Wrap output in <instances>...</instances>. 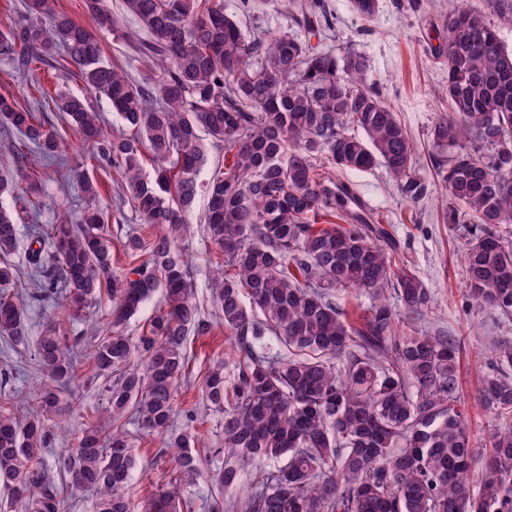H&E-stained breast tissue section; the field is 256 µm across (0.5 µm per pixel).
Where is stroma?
Here are the masks:
<instances>
[{
	"label": "stroma",
	"mask_w": 512,
	"mask_h": 512,
	"mask_svg": "<svg viewBox=\"0 0 512 512\" xmlns=\"http://www.w3.org/2000/svg\"><path fill=\"white\" fill-rule=\"evenodd\" d=\"M324 6L328 27L312 37V47L338 49L348 47L363 55L368 62L366 79L382 99L390 104L414 140L417 151L414 170L418 177L430 176L429 154L432 150L431 131L448 101L441 90L448 81L444 64V24L455 9L456 0H375L372 19L362 18L353 8V0H319ZM53 12L68 14L86 24L99 41L103 56L121 64L132 79L146 76L145 61L136 45L142 39L135 24L125 22L127 40L114 39L111 29L100 27L87 13L85 0H50ZM227 13L236 15L247 28H262L269 32H291L295 26L287 7L280 0H257L255 6L243 0H224ZM53 87L62 83L78 95L85 86L74 73L38 66L31 70L15 69L12 62L0 58V92L14 95L28 103L29 89L34 83ZM97 183L99 205L106 224L120 222L124 227L140 226L138 215L131 208L116 212L118 177L108 165L90 168ZM341 178L363 198L375 223L383 225L400 259L413 266L430 289L434 302L419 323V329L453 338L460 349L459 395L467 414L473 447H484L490 435L501 426L500 419L486 410L479 397L480 379L495 362L494 351L504 340L512 341V319L499 316L488 308L471 306L466 288L460 231L448 229L442 222L445 196L438 185L430 183L426 195L418 202L405 199L383 166L371 170L347 171ZM47 202L40 221L52 223L54 207L79 213L84 195L78 185L62 186L59 173H51L43 185ZM205 199H197L189 216L191 236L187 242L191 255L190 273L206 319L212 331L205 336L188 339L192 377L178 389V401L201 404L200 376L213 360L230 353L235 338L225 332L215 319L210 281L213 274L215 249L203 233ZM78 374L79 405L70 411L65 432L55 433L51 442L49 462L69 444L70 433L84 428L90 415L101 401L103 380L95 378L89 361L80 360ZM9 372V381L0 380L5 389L27 392L40 377L32 347L18 346L0 336V373ZM159 442L138 438L134 441L136 466L128 491L136 504H143L153 486L162 484L171 467L169 457L159 456Z\"/></svg>",
	"instance_id": "1"
}]
</instances>
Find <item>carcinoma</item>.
I'll return each instance as SVG.
<instances>
[{
  "label": "carcinoma",
  "mask_w": 512,
  "mask_h": 512,
  "mask_svg": "<svg viewBox=\"0 0 512 512\" xmlns=\"http://www.w3.org/2000/svg\"><path fill=\"white\" fill-rule=\"evenodd\" d=\"M113 33L129 17L145 35L151 63L141 81L103 58L92 32L49 0H22L24 22L0 31V56L23 68L55 63L76 70L86 90L124 122L109 135L85 96H50L89 150L121 179L150 232L116 237L129 259L114 269L97 186L79 164L68 177L88 205L79 222L44 209L43 173L0 174V336L27 342L26 315L11 290L20 268L6 259L18 225H29L25 258L31 297L57 309L42 325L34 359L43 376L17 399L0 395V482L26 512H60L62 498L46 460L77 394L74 364L84 346L71 324L102 292L116 307L90 356L106 381L99 412L57 458L72 484L94 492L92 512H136L127 484L132 444L158 435L171 455L165 483L143 512H195L200 463L221 460L213 483L236 488L256 476L245 512H512V344L496 348L482 378L484 404L506 426L488 448H471L458 397V346L445 336L398 329L396 300L413 323L431 294L396 259L384 229L356 214L344 171L382 164L412 201L427 192L413 172L414 145L379 92L365 83L366 59L316 50V4H294L301 33L246 32L224 0H85ZM450 109L431 132L433 171L451 206L445 224H469L463 246L471 305L512 318V51L483 15L459 6L446 26ZM0 127L24 147L61 160L64 139L43 115L0 95ZM224 149L207 178L204 139ZM154 174L144 170V160ZM204 232L215 247L211 290L224 330L237 339L203 374L207 410L220 415L222 447L196 435L198 409L174 425L176 385L191 374L190 333H210L190 281V256L177 241L199 196ZM369 299L356 318L336 305V290ZM164 304L141 333L126 324L157 291Z\"/></svg>",
  "instance_id": "1"
}]
</instances>
